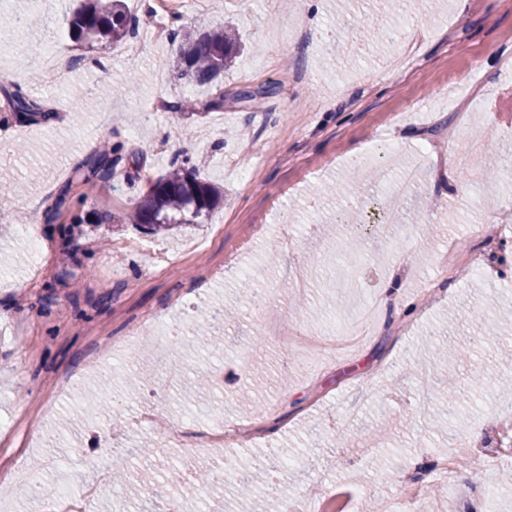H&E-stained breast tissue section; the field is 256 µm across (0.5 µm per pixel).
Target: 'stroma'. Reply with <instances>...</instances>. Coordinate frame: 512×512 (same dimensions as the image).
Masks as SVG:
<instances>
[{
    "label": "stroma",
    "instance_id": "35a3bbf8",
    "mask_svg": "<svg viewBox=\"0 0 512 512\" xmlns=\"http://www.w3.org/2000/svg\"><path fill=\"white\" fill-rule=\"evenodd\" d=\"M75 4L0 0V85L20 84L58 114L0 127V184L11 187L0 194V469L76 492L95 479L90 460L133 471L149 441L160 481L183 487L227 456L229 479L213 488L224 512H241L243 477L256 490L250 512H285L319 482L377 512L411 475L437 495L435 512H512V459L485 453L512 392L471 382L477 366L512 381V187L485 188L474 135L512 149V0H419L389 13L394 46L363 41L336 0H168L166 37L136 57L123 44L74 41ZM227 21L246 48L218 86L178 80L167 65L178 36ZM50 48L74 61L58 79L40 57ZM218 88L223 109H206ZM245 90L256 101L238 99ZM182 99L200 113L168 110ZM107 131L125 144L122 169L82 186L81 223L67 213L28 223L31 203L50 205ZM422 155L429 166L410 205L437 224L428 241L395 232L403 207L370 176ZM185 156L224 192L204 224L161 236L102 223ZM355 201L363 224H338ZM488 239L499 249L486 273L473 272L469 258ZM294 268L306 294L281 278ZM394 270L414 315L381 290ZM367 303L379 306L374 330L322 367L277 343L276 331L316 332ZM215 310L231 314L216 354L195 335ZM443 343L460 352L454 369L432 356ZM419 362L445 431L418 419ZM245 388L247 410L237 403ZM146 409L164 411L176 432L139 423ZM219 425L248 430L251 447H213ZM459 435L484 453L463 477L469 492L453 496L433 464Z\"/></svg>",
    "mask_w": 512,
    "mask_h": 512
}]
</instances>
